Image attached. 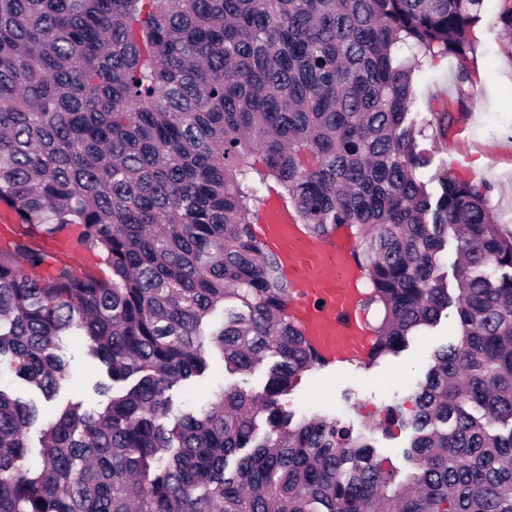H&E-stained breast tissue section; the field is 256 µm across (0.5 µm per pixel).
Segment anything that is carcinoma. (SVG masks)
Segmentation results:
<instances>
[{
  "label": "carcinoma",
  "mask_w": 512,
  "mask_h": 512,
  "mask_svg": "<svg viewBox=\"0 0 512 512\" xmlns=\"http://www.w3.org/2000/svg\"><path fill=\"white\" fill-rule=\"evenodd\" d=\"M487 10L512 35V0H0V512H512V233L490 182L422 179L419 139L454 116L418 120L414 90L413 59L452 57L469 98ZM271 193L354 237L382 313L365 366L457 305L460 336L383 409L411 432L403 471L370 423L280 402L326 363L251 230ZM71 229L98 269L40 245ZM68 338L137 381L43 417L12 378L53 401ZM214 352L230 373L279 361L258 393L174 410Z\"/></svg>",
  "instance_id": "1"
}]
</instances>
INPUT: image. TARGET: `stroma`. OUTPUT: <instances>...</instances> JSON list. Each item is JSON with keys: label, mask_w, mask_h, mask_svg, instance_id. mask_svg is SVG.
Wrapping results in <instances>:
<instances>
[{"label": "stroma", "mask_w": 512, "mask_h": 512, "mask_svg": "<svg viewBox=\"0 0 512 512\" xmlns=\"http://www.w3.org/2000/svg\"><path fill=\"white\" fill-rule=\"evenodd\" d=\"M477 63H492L493 74H480L466 102L457 96L456 68L444 59L423 65L416 92L421 110L445 108L454 112L457 125L465 126L464 139L454 133L429 132L427 145L435 150L436 161L447 162L467 178L493 185L490 206L506 231H512V52L508 51L498 28L486 21L476 29ZM460 326L456 308H448L436 326L426 329L398 355L380 359L364 368L347 365L310 370L294 381L292 391L282 402L299 413L322 412L359 423L374 418L377 411L392 400L410 395L425 378L436 348L457 339ZM61 354L67 366V378L58 395V403L80 402L101 407L106 397L93 391L94 383L106 372L86 353L85 346L65 342ZM273 357H265L247 373L209 370L192 378L191 386L206 393L220 385L262 391Z\"/></svg>", "instance_id": "35a3bbf8"}]
</instances>
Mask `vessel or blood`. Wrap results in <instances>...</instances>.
I'll return each instance as SVG.
<instances>
[{"instance_id": "b4317fda", "label": "vessel or blood", "mask_w": 512, "mask_h": 512, "mask_svg": "<svg viewBox=\"0 0 512 512\" xmlns=\"http://www.w3.org/2000/svg\"><path fill=\"white\" fill-rule=\"evenodd\" d=\"M252 230L277 256L288 283V313L319 357L333 366L365 361L371 341L360 309L363 274L347 231L315 237L276 198Z\"/></svg>"}]
</instances>
